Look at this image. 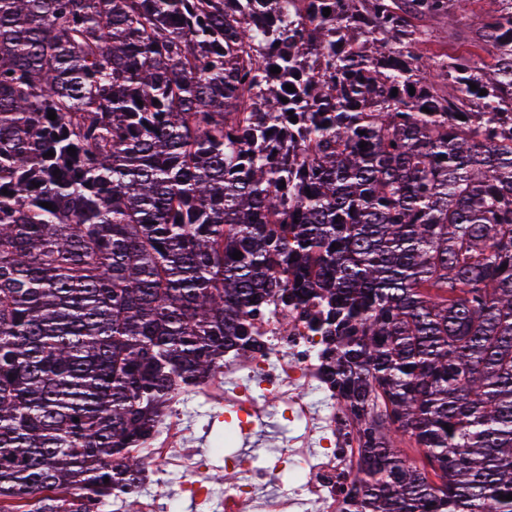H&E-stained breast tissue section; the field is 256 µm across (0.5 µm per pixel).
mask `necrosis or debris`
<instances>
[{
	"mask_svg": "<svg viewBox=\"0 0 512 512\" xmlns=\"http://www.w3.org/2000/svg\"><path fill=\"white\" fill-rule=\"evenodd\" d=\"M261 332L263 346L253 358L246 363L225 358L223 379L211 382L207 390L220 395L241 432L262 428L270 403L280 407L288 421L305 423L307 430L292 439L269 467L254 466L246 453L226 459L225 468L236 472L238 479L225 489L219 508L221 512H253L257 506L263 512H340L341 487L354 463L357 443L333 395H326L318 412L305 398L306 390L319 382V341L299 324L282 332L273 318L262 322ZM147 448L154 470L182 468L187 498L195 503L207 499L209 460L183 447L176 410L167 411L163 430ZM288 469L298 473L299 495L260 497L272 474Z\"/></svg>",
	"mask_w": 512,
	"mask_h": 512,
	"instance_id": "necrosis-or-debris-1",
	"label": "necrosis or debris"
}]
</instances>
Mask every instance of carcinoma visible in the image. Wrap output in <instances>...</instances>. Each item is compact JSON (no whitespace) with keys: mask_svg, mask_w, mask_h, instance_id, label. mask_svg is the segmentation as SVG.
Masks as SVG:
<instances>
[{"mask_svg":"<svg viewBox=\"0 0 512 512\" xmlns=\"http://www.w3.org/2000/svg\"><path fill=\"white\" fill-rule=\"evenodd\" d=\"M455 2L0 0V512H138L273 306L357 437L342 512H512V0L474 68L424 52Z\"/></svg>","mask_w":512,"mask_h":512,"instance_id":"1","label":"carcinoma"}]
</instances>
